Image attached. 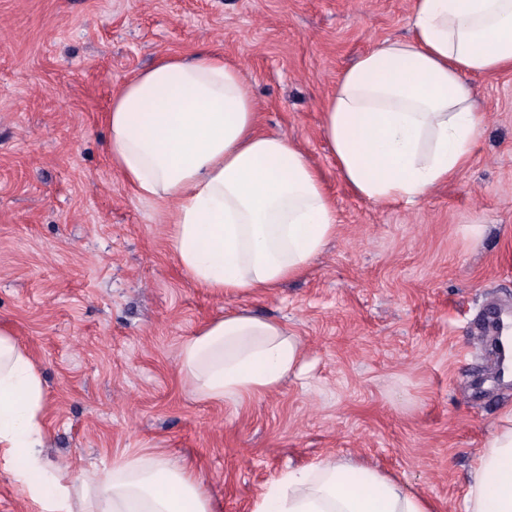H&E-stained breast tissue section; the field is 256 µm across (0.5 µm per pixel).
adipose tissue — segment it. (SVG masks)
I'll return each mask as SVG.
<instances>
[{
  "instance_id": "1",
  "label": "adipose tissue",
  "mask_w": 512,
  "mask_h": 512,
  "mask_svg": "<svg viewBox=\"0 0 512 512\" xmlns=\"http://www.w3.org/2000/svg\"><path fill=\"white\" fill-rule=\"evenodd\" d=\"M512 69V0H414L409 37L385 39L340 76L323 112L338 171L378 206L415 203L469 162L483 116L471 79ZM112 166L160 205L169 245L200 288L273 291L306 273L335 236V203L298 145L263 133L239 65L222 54L166 55L126 81L106 114ZM304 347L278 321L230 310L180 347V368L202 401L241 402L303 369ZM43 384L13 331L0 326V454L23 452L18 480L42 512H211L203 476L153 454L94 480L42 462ZM253 512H431L379 471L333 456L291 469ZM464 512H512V409L472 464Z\"/></svg>"
}]
</instances>
